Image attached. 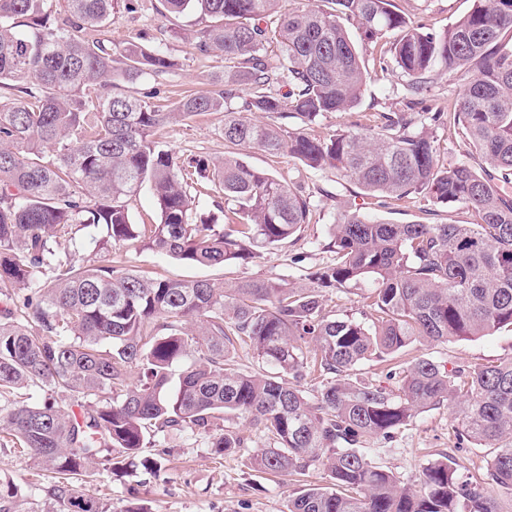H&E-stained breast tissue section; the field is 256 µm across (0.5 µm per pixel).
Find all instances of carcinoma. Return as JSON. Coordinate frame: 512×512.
<instances>
[{
	"label": "carcinoma",
	"mask_w": 512,
	"mask_h": 512,
	"mask_svg": "<svg viewBox=\"0 0 512 512\" xmlns=\"http://www.w3.org/2000/svg\"><path fill=\"white\" fill-rule=\"evenodd\" d=\"M280 3L162 0L164 16L204 21L199 53L224 56L213 89L168 106L126 91L173 72L163 45L84 37L112 26L120 9L135 11L134 0H0V87L20 93L0 101V296L9 303L0 309V441L55 474L50 494L62 512H108L69 485L102 448L116 452L114 470L139 464L153 473L160 464L142 449L174 429L198 430L218 453L244 447L221 424L226 413L264 427L253 471L328 473V485L296 491L288 512H502L484 485L512 487V358L455 375L415 357L395 391L356 367L512 326V0H474L443 31L413 23L394 0H310L287 14ZM349 24L369 43L393 36L376 65L399 70L419 104L429 74H466L448 111L424 113L429 126L419 129L382 112L370 128L306 132L324 114L352 109L370 79ZM239 97L240 110L224 108ZM221 109L227 145L286 153L372 195L463 204L479 222L394 224L347 211L331 226L333 262L301 287L170 280L119 269L110 257L88 268L62 248L73 230L94 229L106 251L138 243L183 263L225 266L309 223L310 202L284 178L233 152L182 158L153 141L165 123ZM245 112L296 118L299 127ZM445 123L469 138L476 161L439 163L430 127ZM202 184L224 192V223L195 220L191 189ZM145 185L160 214L149 228L129 211ZM366 279L378 284L369 321L327 309L325 289ZM243 348L265 369L242 371ZM31 388L43 402L23 399ZM444 403L456 408L460 439L495 449L484 478L462 480L438 459L412 488L366 452Z\"/></svg>",
	"instance_id": "1"
}]
</instances>
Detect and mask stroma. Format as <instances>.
<instances>
[{
    "mask_svg": "<svg viewBox=\"0 0 512 512\" xmlns=\"http://www.w3.org/2000/svg\"><path fill=\"white\" fill-rule=\"evenodd\" d=\"M136 12H121L112 27L90 29L88 39H109L120 43L137 36L143 44L164 42L165 49L178 62L169 75L145 78L133 85L132 95L143 97L158 93L168 103L184 95L208 90L213 80L224 73L220 56L198 54L192 43L172 37L161 38V0H139ZM399 10L411 20L433 30H443L471 10L473 0H395ZM376 50L364 54L366 67L373 74L356 107L347 112H329L310 130L312 136L326 137L345 129L350 121L373 125L378 113L409 111L405 79L396 71H374ZM224 114L209 112L183 121L158 127L153 135L158 146L177 155L198 156L210 160L223 158ZM236 153L247 165L284 177L309 198L311 214L295 236L272 248L260 249L252 259L232 266H199L177 261L139 244L117 245L112 249V263L120 268L156 272L171 279L206 280L218 285L247 279L282 278L307 285L310 272L329 264L333 258L327 245L329 228L345 210L357 211L376 220L400 224H472L476 217L464 205L433 206L421 198L395 202L366 194L358 185L337 179L334 171H317L299 161L281 155L273 157L256 148H237ZM374 282L363 281L329 290L325 300L338 315L364 317L370 311ZM425 355L447 370L491 364L512 358V328L505 326L490 335L473 339H451L421 348L409 347L398 358L384 361L371 359L359 365L360 377L386 387L395 382L387 372L396 362ZM224 424L244 433L248 442L241 451L220 455L209 448L207 436L191 429L171 431L161 436L156 447L145 449L146 457H162L158 474L134 467L112 471L109 451H102L91 476L72 478L75 492L99 499L110 512H127L139 503L150 512H288V501L304 484H328L323 469H315L303 478L255 476L248 459L266 444L261 425L251 419L225 414ZM457 421L451 406L441 405L419 413L396 431L390 441L391 452L379 453L376 463L392 472L400 481L418 484L428 462L448 458L461 477L484 473L493 455L492 449L458 444ZM52 480L44 475L28 454L13 447L0 446V485L18 490L26 504L25 512H46L53 501L49 495Z\"/></svg>",
    "mask_w": 512,
    "mask_h": 512,
    "instance_id": "1",
    "label": "stroma"
}]
</instances>
